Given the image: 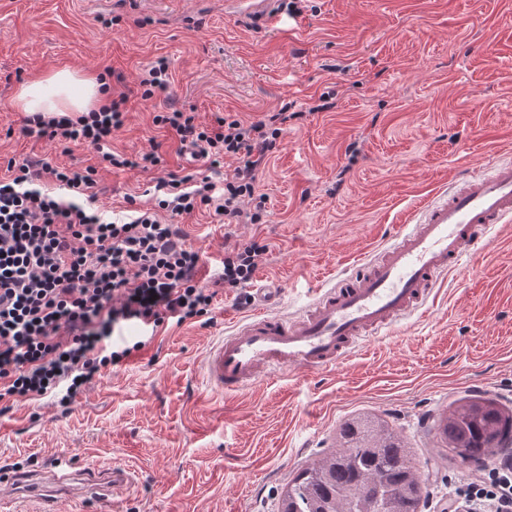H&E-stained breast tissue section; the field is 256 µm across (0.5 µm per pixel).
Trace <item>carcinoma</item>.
I'll return each mask as SVG.
<instances>
[{
  "label": "carcinoma",
  "mask_w": 512,
  "mask_h": 512,
  "mask_svg": "<svg viewBox=\"0 0 512 512\" xmlns=\"http://www.w3.org/2000/svg\"><path fill=\"white\" fill-rule=\"evenodd\" d=\"M440 434L466 463L480 464L512 441V415L492 400L456 402ZM420 468L402 438L376 416L343 422L336 448L301 469L279 512H420Z\"/></svg>",
  "instance_id": "1"
}]
</instances>
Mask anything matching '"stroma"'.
<instances>
[{
  "label": "stroma",
  "instance_id": "obj_1",
  "mask_svg": "<svg viewBox=\"0 0 512 512\" xmlns=\"http://www.w3.org/2000/svg\"><path fill=\"white\" fill-rule=\"evenodd\" d=\"M273 0L267 27L228 16L224 0H0V176L8 162L44 156L97 170L105 217L149 208L157 181L194 174L223 184L236 162L186 161L154 124L169 101L212 125L295 116L259 175L260 224L180 218L209 285L224 250L256 238L270 247L251 284L280 282L274 312L306 306L377 255L420 201L492 159L512 160V0H310L289 14ZM169 64L167 94L145 101L140 79ZM67 67L109 74L126 93L124 124L106 151L62 149L21 133L17 87ZM332 106L317 111L321 95ZM158 152L164 162L142 163ZM479 275H472V268ZM248 291L222 288L207 320L159 327L146 347L104 369L65 407L52 398L0 414V466L33 468L68 456L78 467L129 466L119 512H278L288 481L336 445L339 425L376 415L400 434L427 479L423 512H447L480 468L462 463L435 423L462 398L512 412V230L487 235L449 270L428 305L326 371L287 370L237 395L212 390L209 345L248 314Z\"/></svg>",
  "mask_w": 512,
  "mask_h": 512
}]
</instances>
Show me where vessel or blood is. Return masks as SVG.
Masks as SVG:
<instances>
[{
	"instance_id": "vessel-or-blood-1",
	"label": "vessel or blood",
	"mask_w": 512,
	"mask_h": 512,
	"mask_svg": "<svg viewBox=\"0 0 512 512\" xmlns=\"http://www.w3.org/2000/svg\"><path fill=\"white\" fill-rule=\"evenodd\" d=\"M509 223L512 162L492 160L449 192L417 206L377 257L320 288L300 312L289 317L267 312L264 304L277 290L257 289L255 312L208 347L207 382L215 391L236 394L283 370L335 366L363 341L386 335L424 308L448 270L489 232ZM72 477L55 462L38 467L32 481L41 488L39 512H57V493ZM132 482L122 468L107 478L87 473L80 493L109 503Z\"/></svg>"
}]
</instances>
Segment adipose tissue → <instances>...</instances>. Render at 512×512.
I'll use <instances>...</instances> for the list:
<instances>
[{"label":"adipose tissue","mask_w":512,"mask_h":512,"mask_svg":"<svg viewBox=\"0 0 512 512\" xmlns=\"http://www.w3.org/2000/svg\"><path fill=\"white\" fill-rule=\"evenodd\" d=\"M99 77L69 68L37 75L23 83L14 98L18 111L27 115L63 116L87 113L105 98Z\"/></svg>","instance_id":"ef3b65f1"}]
</instances>
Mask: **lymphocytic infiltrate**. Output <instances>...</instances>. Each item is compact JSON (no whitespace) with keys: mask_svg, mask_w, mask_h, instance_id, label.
<instances>
[{"mask_svg":"<svg viewBox=\"0 0 512 512\" xmlns=\"http://www.w3.org/2000/svg\"><path fill=\"white\" fill-rule=\"evenodd\" d=\"M127 100L121 93L85 115L29 118L23 132L100 149L123 125ZM154 121L193 159L217 165L237 158L223 189L210 182L191 188L190 173L161 180L152 208L107 222L85 207L95 199L93 169L56 168L44 159L8 164L11 177L0 180V409L47 396L68 406L103 369L145 348L165 322L211 312L217 291L199 284L202 258L185 244L177 217L205 207L221 224L261 222L265 197L256 191V172L285 132L287 113L250 124L228 114L210 127L172 108ZM46 174L72 199L40 188ZM162 210L170 223L160 221ZM267 250L252 239L225 251L221 285H247ZM128 322L140 336L113 345L115 328ZM459 492L471 512H512L511 471L486 466Z\"/></svg>","mask_w":512,"mask_h":512,"instance_id":"obj_1","label":"lymphocytic infiltrate"}]
</instances>
